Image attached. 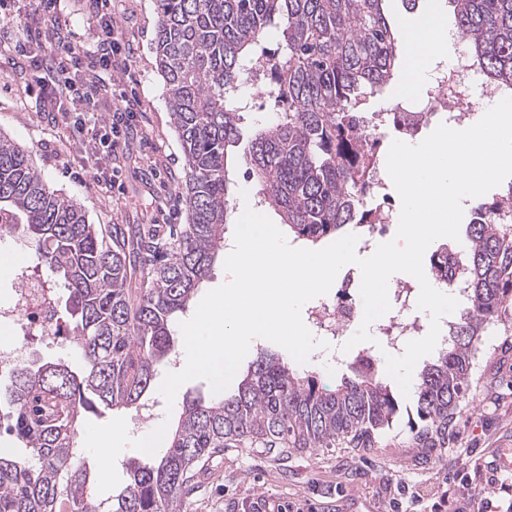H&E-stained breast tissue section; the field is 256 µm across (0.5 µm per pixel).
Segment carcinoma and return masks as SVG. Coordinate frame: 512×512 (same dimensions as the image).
<instances>
[{
  "mask_svg": "<svg viewBox=\"0 0 512 512\" xmlns=\"http://www.w3.org/2000/svg\"><path fill=\"white\" fill-rule=\"evenodd\" d=\"M156 64L185 157V224H91L82 207L49 188L31 153L0 136V236L16 231L71 306L69 344L79 371L61 362L19 364L0 399L5 431L24 448L0 451V512H182L196 467L226 448H373L401 411L398 394L355 366L332 385L265 352L231 394L183 402L177 427L118 494L100 500L74 443L83 412L139 408L158 361L175 354L172 323L192 300L237 210L228 166L246 96L273 98L254 124L249 178L295 240L317 245L368 217L364 153L354 114L392 77L400 39L382 0H157ZM455 29L492 84H512V0H448ZM277 31L280 50L266 37ZM474 209L460 281L467 306L448 346L415 388L419 448L448 447V424L469 387L476 343L512 320V223ZM140 273L138 286L131 287ZM429 273L448 284V248Z\"/></svg>",
  "mask_w": 512,
  "mask_h": 512,
  "instance_id": "obj_1",
  "label": "carcinoma"
}]
</instances>
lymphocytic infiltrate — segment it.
<instances>
[{
	"label": "lymphocytic infiltrate",
	"instance_id": "f902f5d3",
	"mask_svg": "<svg viewBox=\"0 0 512 512\" xmlns=\"http://www.w3.org/2000/svg\"><path fill=\"white\" fill-rule=\"evenodd\" d=\"M22 55L29 70L48 69L59 74L50 104L61 112L75 141L99 156L101 167L93 178L97 185L107 184L104 168L118 158L121 133L141 110L139 102L130 98L116 81L117 75L130 72L134 59V50L123 31L111 13L101 10L96 15L92 49L70 41L61 42L53 25L48 24L28 31L27 47ZM104 93L116 100L117 105L108 132L93 133L89 130L92 119L88 109Z\"/></svg>",
	"mask_w": 512,
	"mask_h": 512
}]
</instances>
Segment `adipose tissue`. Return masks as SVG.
Listing matches in <instances>:
<instances>
[{
    "label": "adipose tissue",
    "mask_w": 512,
    "mask_h": 512,
    "mask_svg": "<svg viewBox=\"0 0 512 512\" xmlns=\"http://www.w3.org/2000/svg\"><path fill=\"white\" fill-rule=\"evenodd\" d=\"M414 79L426 76L432 66L453 52L448 23L440 12L430 13L405 34Z\"/></svg>",
    "instance_id": "ef3b65f1"
}]
</instances>
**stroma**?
Wrapping results in <instances>:
<instances>
[{"mask_svg": "<svg viewBox=\"0 0 512 512\" xmlns=\"http://www.w3.org/2000/svg\"><path fill=\"white\" fill-rule=\"evenodd\" d=\"M109 10L135 48L124 81L142 104L128 130L117 162L115 188L104 191L90 178L83 148L69 139L60 115L37 108L22 66L28 29L42 26L48 12L37 0H0V134L29 150L44 180L79 203L94 224H182L179 198L185 160L170 125L163 79L157 72L154 35L156 0H110ZM383 11L396 30H406L432 10L451 14L448 0H384ZM97 0H60L55 12L61 39L89 43ZM34 250L22 238L0 242V302L15 303L14 268L37 266ZM25 347L32 365L61 361L79 369L78 355L67 346L49 348L35 337L22 339L0 325V348ZM406 407L377 438L374 450L339 444L277 456L261 448L224 450L197 475L183 512H250L248 501L263 495L288 503L311 501L323 512H346L348 502H366L371 512H389L398 487L446 490L467 482L469 498L488 490L472 479L470 463L489 460L512 448V331L488 327L473 359L469 389L444 448L427 450L411 443L416 422Z\"/></svg>", "mask_w": 512, "mask_h": 512, "instance_id": "1", "label": "stroma"}]
</instances>
